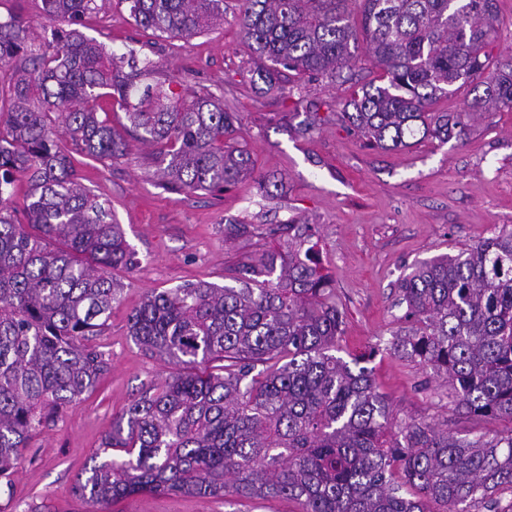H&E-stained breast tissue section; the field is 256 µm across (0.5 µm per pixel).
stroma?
Listing matches in <instances>:
<instances>
[{
    "mask_svg": "<svg viewBox=\"0 0 512 512\" xmlns=\"http://www.w3.org/2000/svg\"><path fill=\"white\" fill-rule=\"evenodd\" d=\"M237 0H224V22L197 36L168 38L138 26L126 0H104L87 18V37L115 52L140 49L153 71L211 88L239 112L238 139L256 170L283 180L280 198H266L246 180L224 192H177L155 176L153 148L129 141L125 156L99 160L74 155L84 184L112 203L139 263L120 271L121 297L91 343L109 364L95 388L69 405L22 451L10 486L0 489V512H86L74 484L111 431L116 417L139 394L161 383L170 365L146 355L129 334L128 317L147 292L187 281L218 285L239 262L258 256L272 239H229L231 220L252 224L290 218L317 225L325 273L345 314L344 352L377 348L369 366L401 418L447 422L465 434L471 423L453 411L446 383L422 364L387 351L398 329L401 279L421 262L512 228V112L479 117L465 142L425 139L402 150L370 147L341 117L354 90L379 81L368 58L344 70L336 83L281 74L278 91L250 83L261 61L238 25ZM317 121L306 134L285 116ZM284 498L245 500L186 494H138L111 503L108 512H298Z\"/></svg>",
    "mask_w": 512,
    "mask_h": 512,
    "instance_id": "35a3bbf8",
    "label": "stroma"
}]
</instances>
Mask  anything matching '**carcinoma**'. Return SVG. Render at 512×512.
Listing matches in <instances>:
<instances>
[{
  "label": "carcinoma",
  "mask_w": 512,
  "mask_h": 512,
  "mask_svg": "<svg viewBox=\"0 0 512 512\" xmlns=\"http://www.w3.org/2000/svg\"><path fill=\"white\" fill-rule=\"evenodd\" d=\"M362 5L360 47L349 4ZM136 24L174 38L224 19V0H127ZM240 34L268 61L253 85L271 91L280 69L311 81L341 76L364 52L382 71L342 117L369 144L463 141L474 117L512 112V57L496 62L497 0H238ZM55 26L34 45L0 18V70L14 71L0 113V484L55 412L107 370L89 344L136 253L108 201L82 182L72 153L123 155L108 98L135 139L157 147L158 175L175 191H222L255 172L252 154L224 144L239 113L208 88L144 84L135 49L117 55L78 26L98 0H42ZM481 80L483 94L453 112L434 109ZM71 142L59 143L51 124ZM29 190L24 221L11 206ZM286 237L240 263L235 285L204 281L152 290L129 318L136 344L176 371L123 411L103 442L118 456L94 463L75 493L88 512L132 494L281 497L300 512H512V428L457 436L393 414L363 366L334 352L345 313L321 274L309 224L230 221L225 236ZM405 326L389 350L445 376L459 415L512 422V228L420 263L398 288ZM219 363L209 373L199 364Z\"/></svg>",
  "instance_id": "cac0c4a2"
}]
</instances>
